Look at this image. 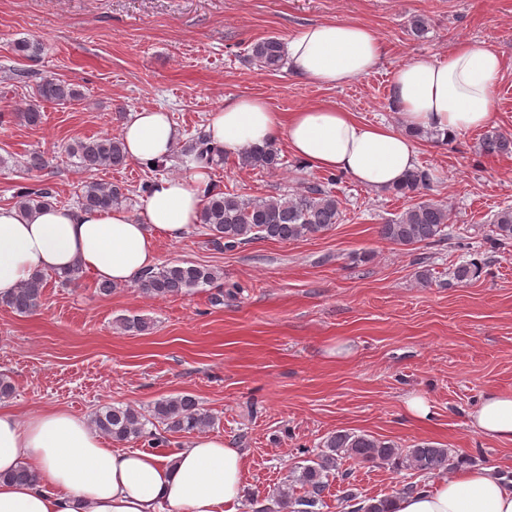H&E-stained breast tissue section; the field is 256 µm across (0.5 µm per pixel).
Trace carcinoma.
Masks as SVG:
<instances>
[{"instance_id": "carcinoma-1", "label": "carcinoma", "mask_w": 512, "mask_h": 512, "mask_svg": "<svg viewBox=\"0 0 512 512\" xmlns=\"http://www.w3.org/2000/svg\"><path fill=\"white\" fill-rule=\"evenodd\" d=\"M251 56L260 66L276 70L285 61L284 44L276 37H267L253 44ZM81 98V92L64 80L44 77L33 90L32 103L21 113L23 121L32 127L42 123L41 103L63 104ZM69 154L78 158L80 168L93 170L121 167L128 156L122 138L105 135L78 139L67 146ZM481 151L488 156L512 154V132L498 129L484 134ZM188 161L206 168L224 162V153L210 145L204 132L197 133L185 150ZM241 164L267 171L278 170L284 160L278 149L269 145L241 153ZM336 178H327V184H315L307 190L284 193L276 198H245L237 193L224 192L209 187L204 192V204L199 216V226L209 242L226 251L236 250L255 240L296 241L325 232L340 218V202L329 189ZM429 174L424 169L409 173L402 186L394 192L402 196H415L426 189ZM57 196L54 186L40 181L37 184L15 189L14 205L25 212H34L53 204ZM126 199L124 188L87 182L80 190L78 204L84 208L110 210ZM448 207L431 200L413 204L401 216L379 227L380 237L390 243L411 246L430 244L449 238ZM493 244L512 243V207L498 211L492 220ZM480 274L474 262L456 266L452 277L458 284H467ZM219 279L218 272L210 267L192 262L163 265L142 274L136 281L137 288L152 297L165 298L189 294L210 286ZM47 279L36 275L17 289L15 294L0 301L20 314L37 311L42 303ZM156 421L165 425L170 433H191L215 425L216 417L200 407L188 394L162 398L145 414L130 406H104L92 418L93 426L116 442L143 440L151 448H158L166 438L146 429V424ZM348 459L355 465L365 463H391L398 468L421 475L443 474L454 465L448 449L430 442H421L406 450L390 441H382L368 434L339 431L326 437L322 450L308 463L299 467L293 482L302 492L283 490L278 495L280 512H321L323 494L329 477L339 473V461ZM351 512H390L389 498L360 500L353 495L346 497Z\"/></svg>"}]
</instances>
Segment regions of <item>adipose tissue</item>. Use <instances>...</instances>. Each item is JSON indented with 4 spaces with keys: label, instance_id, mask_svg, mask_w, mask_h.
Wrapping results in <instances>:
<instances>
[{
    "label": "adipose tissue",
    "instance_id": "obj_1",
    "mask_svg": "<svg viewBox=\"0 0 512 512\" xmlns=\"http://www.w3.org/2000/svg\"><path fill=\"white\" fill-rule=\"evenodd\" d=\"M289 69L306 82L334 88L368 74L386 54L368 26L323 21L286 45ZM502 56L480 42L457 43L441 60L397 67L390 98L401 128L371 125L327 105L281 116L259 97L225 100L210 113L206 134L225 154L286 141L310 166L339 171L375 190L401 185L418 166L414 131L452 138L492 121ZM129 160L172 156L179 133L166 110H134L121 130ZM204 168L157 179L134 219L109 211L50 205L33 214L0 205V299L45 272L80 269L127 286L158 264V239L176 241L198 223ZM471 421L484 436L512 442V395L488 393ZM246 459L218 433H202L171 454L116 447L86 418L62 408L19 414L0 408V512H240ZM27 468L34 478L14 482ZM391 512H512V487L490 468L462 467L426 492L393 499Z\"/></svg>",
    "mask_w": 512,
    "mask_h": 512
}]
</instances>
